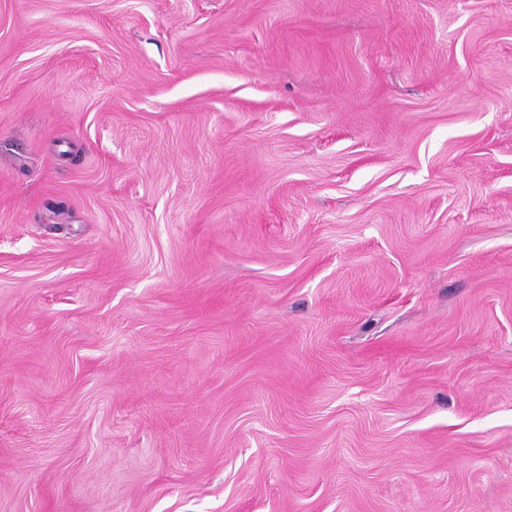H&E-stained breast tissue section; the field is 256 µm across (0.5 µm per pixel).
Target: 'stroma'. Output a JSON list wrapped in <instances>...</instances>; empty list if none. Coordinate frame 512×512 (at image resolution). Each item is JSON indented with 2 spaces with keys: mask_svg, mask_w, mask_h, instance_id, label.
Wrapping results in <instances>:
<instances>
[{
  "mask_svg": "<svg viewBox=\"0 0 512 512\" xmlns=\"http://www.w3.org/2000/svg\"><path fill=\"white\" fill-rule=\"evenodd\" d=\"M0 512H512V0H0Z\"/></svg>",
  "mask_w": 512,
  "mask_h": 512,
  "instance_id": "35a3bbf8",
  "label": "stroma"
}]
</instances>
